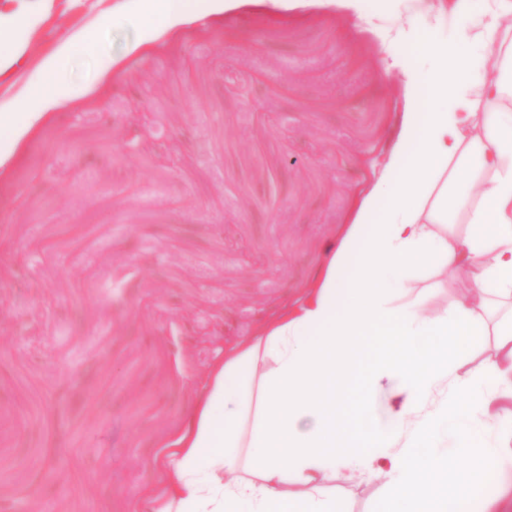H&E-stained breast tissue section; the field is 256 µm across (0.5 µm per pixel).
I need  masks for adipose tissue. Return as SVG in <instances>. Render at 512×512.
<instances>
[{
  "label": "adipose tissue",
  "mask_w": 512,
  "mask_h": 512,
  "mask_svg": "<svg viewBox=\"0 0 512 512\" xmlns=\"http://www.w3.org/2000/svg\"><path fill=\"white\" fill-rule=\"evenodd\" d=\"M466 6L423 0L416 25L396 29L430 67L426 93L404 113L320 282L209 373L160 512H337L326 485L342 470L386 473L382 512H492L474 493L512 460V411L498 420L494 448L460 420L491 389L512 396V312L494 326L488 314L489 301L512 303V0H483L474 27L453 41L432 38L434 19ZM452 211L467 212L472 226L455 240L443 229ZM418 269L458 276L483 296L424 315ZM491 332L505 361L456 375L449 351ZM388 336L399 354L384 353ZM267 361L272 370L257 374ZM384 385L390 410L381 424L370 395ZM441 387L444 400L432 404ZM452 423L447 448L441 437ZM340 435L350 441L342 454Z\"/></svg>",
  "instance_id": "1"
}]
</instances>
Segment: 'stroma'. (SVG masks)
Wrapping results in <instances>:
<instances>
[{
    "label": "stroma",
    "mask_w": 512,
    "mask_h": 512,
    "mask_svg": "<svg viewBox=\"0 0 512 512\" xmlns=\"http://www.w3.org/2000/svg\"><path fill=\"white\" fill-rule=\"evenodd\" d=\"M94 2L0 0V107L32 92L0 159V512H153L204 374L321 278L421 92L390 67L419 60L391 37L412 0H184L89 52ZM417 285L432 316L475 294ZM383 491L327 486L343 512ZM67 51V44L59 47L55 52L47 55L42 60L40 70L43 75V83L46 85H54L57 83L58 69L63 62Z\"/></svg>",
    "instance_id": "35a3bbf8"
}]
</instances>
